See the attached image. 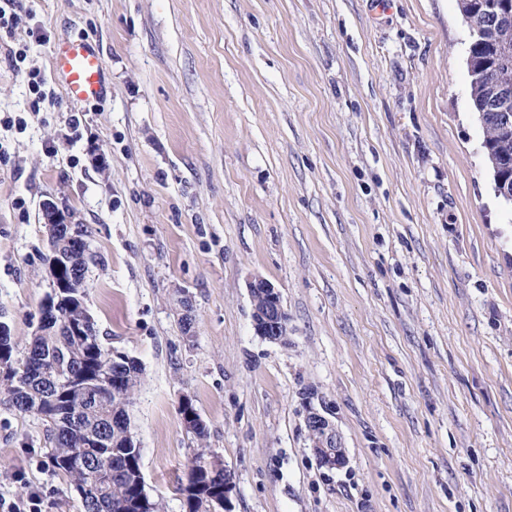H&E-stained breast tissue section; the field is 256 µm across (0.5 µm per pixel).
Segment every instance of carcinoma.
<instances>
[{
    "instance_id": "1",
    "label": "carcinoma",
    "mask_w": 512,
    "mask_h": 512,
    "mask_svg": "<svg viewBox=\"0 0 512 512\" xmlns=\"http://www.w3.org/2000/svg\"><path fill=\"white\" fill-rule=\"evenodd\" d=\"M499 64L498 83L512 86V13L503 12L473 51V65L481 69ZM471 97L484 129L486 157L494 159L503 174L512 172V129L502 128L498 114L488 109L495 85L471 76ZM65 268L67 287L50 298L49 322L38 328L31 342L18 350L7 325H0V362L14 365V374L0 377V402L20 413L42 415L52 448V468L70 480L80 496L83 512H160L158 502L145 492L141 476V452L126 437L130 427L128 407L141 383V366L125 354L117 356L101 342L86 306V272L91 256ZM51 357L57 375L94 380L105 363H113L119 382L116 394L100 410L83 414L76 423L64 416L72 408L68 392L40 372L39 361ZM83 450L93 462L107 463L108 481L95 485L86 468L75 463ZM185 496L186 512H224V463L200 450L178 487Z\"/></svg>"
}]
</instances>
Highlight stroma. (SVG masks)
<instances>
[{"instance_id": "stroma-1", "label": "stroma", "mask_w": 512, "mask_h": 512, "mask_svg": "<svg viewBox=\"0 0 512 512\" xmlns=\"http://www.w3.org/2000/svg\"><path fill=\"white\" fill-rule=\"evenodd\" d=\"M0 38V323L50 291L43 203L87 225V307L136 358L147 493L198 448L233 512H512V207L473 114L458 0H17ZM99 41L103 100L52 72ZM27 45L21 69L9 48ZM46 80L33 107L21 70ZM78 128H71V119ZM280 292L288 341L248 290ZM193 325L183 332L179 303ZM189 398L207 430L188 432ZM349 456L321 468L307 409ZM40 418L0 404V497L82 512ZM248 288L256 334L273 343H287L288 318L280 292L260 277L249 282Z\"/></svg>"}]
</instances>
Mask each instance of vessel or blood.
Masks as SVG:
<instances>
[{"mask_svg": "<svg viewBox=\"0 0 512 512\" xmlns=\"http://www.w3.org/2000/svg\"><path fill=\"white\" fill-rule=\"evenodd\" d=\"M53 74L67 98L75 103L99 100L103 94L104 62L96 42L65 37L52 51Z\"/></svg>", "mask_w": 512, "mask_h": 512, "instance_id": "b4317fda", "label": "vessel or blood"}]
</instances>
